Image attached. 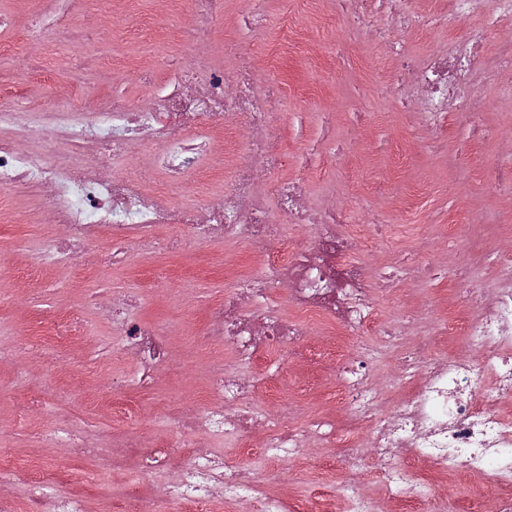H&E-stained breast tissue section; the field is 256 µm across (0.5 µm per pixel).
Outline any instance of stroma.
Segmentation results:
<instances>
[{
	"mask_svg": "<svg viewBox=\"0 0 512 512\" xmlns=\"http://www.w3.org/2000/svg\"><path fill=\"white\" fill-rule=\"evenodd\" d=\"M159 9L164 16L156 24L152 18ZM246 12L244 0H228L211 41L191 45L180 38L192 23L185 7L123 0L111 12L103 0H80L78 21L98 36L90 49L100 59L99 68L73 77L68 61L77 55L76 47L52 40L30 44L24 51L0 54V74L9 78L0 84V98L15 95L23 103L52 99L91 112L101 99L133 87L148 95V88L138 87L136 75L153 57L182 60L197 55L230 71L237 57L246 56L259 75L282 87L277 108L283 118L272 140L286 159L285 173L307 171L310 203L329 210L356 202L360 209L354 220L377 215L387 221L388 234L374 238L363 258L381 264L394 253L415 248L450 264L443 239L448 222L476 225L484 246L512 250V232L495 223L506 200L487 179L489 170L512 162V140L486 139L454 122L445 133L446 150L414 142L407 114L394 97L391 58L373 37L386 24L385 16L370 15L340 56L330 0H270L257 28L250 26ZM285 22L299 40L285 46L279 67L271 72L262 45ZM29 57L40 60L43 78L28 77ZM230 177L223 155H213L190 188L173 190L172 198L181 205L207 206L219 199ZM57 232L51 212L31 211L23 191H0V346L17 339L29 346L21 358L22 371L0 365V448L12 449L22 460L37 458L56 466L68 450L45 441L43 434L59 416H66L70 430L98 448L94 467L105 477L89 484L72 471L56 483V492L81 493L88 512H116L129 500L153 492L154 482L141 470L140 460L170 435L171 410L204 407L211 373L228 365L222 347L204 337L205 311L224 294L225 265L247 264L251 257L245 247L220 242L189 243L175 260L135 246L128 269L112 268L91 277L69 267L30 274L32 254ZM19 240L26 252H14ZM91 291L106 300L141 293L139 315L171 331L170 366L159 373L154 390L131 394L134 413L121 423L113 422L104 397L113 378L130 377L134 366L101 356L109 331L95 309L82 303ZM62 311L77 312L84 330L67 348L43 331ZM326 348V337L317 335L305 349L304 364L272 355L279 375L270 391L259 392L262 407L286 413L300 425L316 414L344 422L345 411L333 394L336 368ZM53 357L61 367L50 383L44 368ZM132 438L137 441L133 448L127 445ZM225 453L229 463L250 465L270 492L307 502L315 501L323 484L353 470L339 459L337 448L327 445L306 449L296 461L258 458L232 446Z\"/></svg>",
	"mask_w": 512,
	"mask_h": 512,
	"instance_id": "35a3bbf8",
	"label": "stroma"
}]
</instances>
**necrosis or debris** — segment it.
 <instances>
[{"label":"necrosis or debris","instance_id":"4bbe7bcc","mask_svg":"<svg viewBox=\"0 0 512 512\" xmlns=\"http://www.w3.org/2000/svg\"><path fill=\"white\" fill-rule=\"evenodd\" d=\"M390 2L336 0L341 39L350 38L370 9L389 14L391 29L407 24L405 15L390 12ZM77 10L78 0H66L46 27L42 0H30L22 36L83 44L90 34L76 24ZM473 16L482 17L484 27L449 31L445 51L419 56L404 42L393 43L396 67L410 77L398 84L397 95L413 107L415 123L425 132L440 133L451 121L482 126L492 106L480 94L484 86L512 94L511 36L501 40L494 64L481 66L488 31L512 28V0H448L446 14L430 12L426 19L453 23ZM175 74L167 91L136 102L115 96L93 112L41 105L18 111L0 104V189H29L63 228L33 256L35 266L91 272L124 265L133 244L176 259L186 239L242 242L261 258L248 272L226 269V290L207 309L205 335L221 344L237 368L213 377L203 410L170 413L171 437L142 460L159 484L139 512H235L242 503L246 512H302V504L287 506L252 470L228 466L223 453L210 448L230 439L246 451L260 432L267 453L278 460L302 456L309 441L333 443L349 460L366 449L398 512H454L451 486L471 488L473 512H512V251L490 259L491 297L484 305L466 301L473 282L466 267L454 269L449 322L434 321L428 334L396 357V397L383 401L375 357L354 339L375 334L400 340V327L376 313L374 295L434 280L435 267L415 258L375 272L356 256L365 243L362 226L350 223L342 210L319 217L308 212L303 176L278 181L271 196L260 193L259 172L282 164L269 143L279 120L274 105L280 89L272 82L258 89L247 60L228 74L223 66L196 59ZM39 122L52 135L34 143L30 132ZM216 133L233 172L217 204L182 206L168 192L111 170L114 149L150 142L159 147L156 173L171 184L184 182L212 154ZM277 220L301 229L310 224L314 231L275 245L269 232ZM104 241L111 242V251H100ZM89 302L118 339L109 356L139 370L135 378L114 382L113 394L146 389L154 371L168 364L170 351L157 325L137 316L140 296L104 302L93 294ZM452 323L462 330L469 355L434 357L435 349L447 346ZM315 331L333 339L327 354L336 363L339 401L350 419L341 432L320 416L302 429L291 419L269 417L255 403L258 378L240 373L271 352L296 355ZM194 437L208 443V450L195 449ZM406 456L428 464V476L410 474L402 464ZM173 465L178 475L172 480ZM19 476L30 487L28 498L20 503L2 497L0 512H86L81 496L53 494L57 478L40 461L21 464L1 451L0 480Z\"/></svg>","mask_w":512,"mask_h":512}]
</instances>
